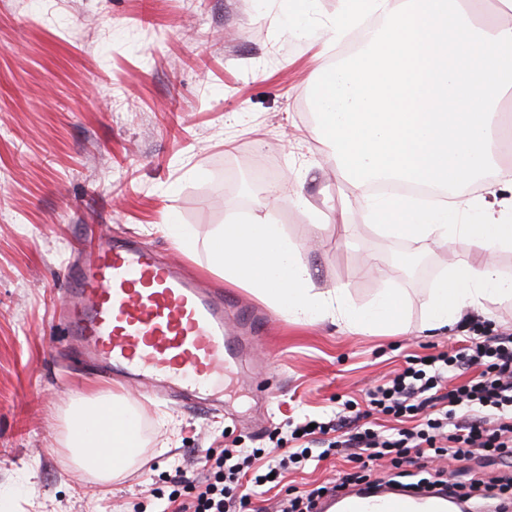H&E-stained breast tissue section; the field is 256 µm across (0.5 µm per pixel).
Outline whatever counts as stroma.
I'll use <instances>...</instances> for the list:
<instances>
[{
    "label": "stroma",
    "mask_w": 512,
    "mask_h": 512,
    "mask_svg": "<svg viewBox=\"0 0 512 512\" xmlns=\"http://www.w3.org/2000/svg\"><path fill=\"white\" fill-rule=\"evenodd\" d=\"M281 0H0V505L6 512H165L176 470L195 481L208 448L272 449V430L333 418L338 402L424 356L466 340L350 332L331 321L294 324L251 289L229 285L210 260V234L258 204V170L271 173L277 220L300 247L312 284L344 285L367 306L381 281L376 256L408 300L412 324L448 262L447 251L387 241L363 223L355 192L327 168L308 84L312 52L288 29ZM304 194L312 209L290 204ZM347 209L348 221L336 214ZM197 236L183 252L163 232L169 216ZM136 238L182 262L213 288L269 320L243 373L209 401L155 402L105 386L58 353L53 327L66 272L83 240ZM267 372L269 389L254 378ZM127 393L140 414L142 449L101 492L62 441L65 411L81 396ZM328 459L287 473L299 494L357 473ZM158 488L163 498L150 497Z\"/></svg>",
    "instance_id": "obj_1"
}]
</instances>
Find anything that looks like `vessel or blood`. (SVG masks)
I'll return each mask as SVG.
<instances>
[{
    "mask_svg": "<svg viewBox=\"0 0 512 512\" xmlns=\"http://www.w3.org/2000/svg\"><path fill=\"white\" fill-rule=\"evenodd\" d=\"M71 299L59 316L84 363L163 397H196L231 372L263 328L232 295L187 277L137 239L94 238L68 274ZM442 495L417 503L391 487L351 486L327 495L322 512H442Z\"/></svg>",
    "mask_w": 512,
    "mask_h": 512,
    "instance_id": "b4317fda",
    "label": "vessel or blood"
}]
</instances>
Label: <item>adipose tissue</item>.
Here are the masks:
<instances>
[{
    "label": "adipose tissue",
    "mask_w": 512,
    "mask_h": 512,
    "mask_svg": "<svg viewBox=\"0 0 512 512\" xmlns=\"http://www.w3.org/2000/svg\"><path fill=\"white\" fill-rule=\"evenodd\" d=\"M368 17L377 25L346 57L329 58L323 34L314 35L319 78L309 134L384 239L425 249L464 245L424 302V331H439L463 311L483 314L489 303L512 300V275L497 262L512 251V168L498 164L512 140V0L490 7L485 0H340L324 33L343 38ZM374 181L421 186L446 203L365 195ZM473 183L479 193L466 194ZM210 250L227 282L249 287L293 322L328 319L363 333L409 330L401 289L383 286L364 308L341 286L315 292L296 244L267 206L221 225ZM138 424L127 399L91 396L67 415L64 446L106 487L134 463Z\"/></svg>",
    "instance_id": "adipose-tissue-1"
}]
</instances>
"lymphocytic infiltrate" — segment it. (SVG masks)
<instances>
[{"mask_svg": "<svg viewBox=\"0 0 512 512\" xmlns=\"http://www.w3.org/2000/svg\"><path fill=\"white\" fill-rule=\"evenodd\" d=\"M471 368L476 376L447 388L450 375ZM366 397L345 400L333 420L289 425L292 448L259 470L252 463L261 449H206L204 485L187 497L172 489L169 502L176 512H249L271 477L338 455L362 470L389 461L414 490L446 486V465L476 455L512 469V333H479L463 348L410 357ZM376 415L392 419L393 427L377 428Z\"/></svg>", "mask_w": 512, "mask_h": 512, "instance_id": "obj_1", "label": "lymphocytic infiltrate"}]
</instances>
